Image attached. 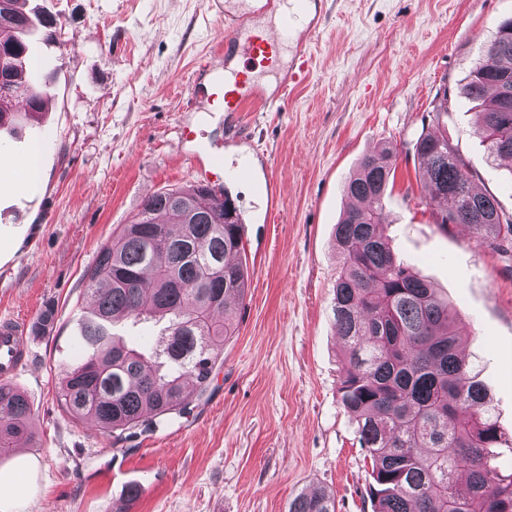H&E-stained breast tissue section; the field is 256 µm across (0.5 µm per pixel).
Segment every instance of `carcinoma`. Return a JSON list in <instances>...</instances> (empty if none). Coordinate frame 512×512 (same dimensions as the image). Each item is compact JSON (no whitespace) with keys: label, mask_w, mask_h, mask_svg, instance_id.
Masks as SVG:
<instances>
[{"label":"carcinoma","mask_w":512,"mask_h":512,"mask_svg":"<svg viewBox=\"0 0 512 512\" xmlns=\"http://www.w3.org/2000/svg\"><path fill=\"white\" fill-rule=\"evenodd\" d=\"M26 0H0V128L32 120L48 104L52 79L33 80L27 26L52 37L56 18L23 12ZM465 94L479 113L489 156L512 161V19L477 62ZM414 150L425 170L435 223L466 226L475 241L509 255L512 214L472 184L473 171L448 137L423 132ZM396 149L385 143L362 157L344 184L351 205L336 224L341 267L334 285V327L346 350L339 400L357 424L369 459L372 512H512V473L495 465L512 448L488 391L462 355L453 305L399 258L383 235V201ZM243 219L229 194L213 198L192 185L147 197L134 222L101 246L87 268L91 315L79 323L83 353L60 379L59 401L121 441L183 416L208 389L217 350L234 331L247 288ZM47 304L31 332H49ZM165 321L144 352L115 331L130 320ZM26 396L0 382V457L33 442ZM288 512H336L325 492H301Z\"/></svg>","instance_id":"1"}]
</instances>
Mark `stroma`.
Instances as JSON below:
<instances>
[{"label": "stroma", "mask_w": 512, "mask_h": 512, "mask_svg": "<svg viewBox=\"0 0 512 512\" xmlns=\"http://www.w3.org/2000/svg\"><path fill=\"white\" fill-rule=\"evenodd\" d=\"M28 3L58 22L55 40L36 45L54 84L22 136L0 130V152L37 171L18 184L0 168V318L30 324L49 303L55 316L11 379L35 433L0 459V473L23 483L16 512H110L132 483L128 512H287L314 489L335 497L336 512H372L370 467L338 401L344 351L332 305L343 186L385 142L397 157L384 234L456 305L464 353L512 433V261L465 227L436 224L414 152L422 132L447 133L475 168V188L512 212V165L487 159L462 92L512 0H321L305 78L282 111L238 114L188 96L222 39L207 0ZM213 152L244 221L248 282L235 330L188 415L118 443L69 419L57 397L81 356L83 273L149 194L196 184ZM242 164L251 181L232 177Z\"/></svg>", "instance_id": "obj_1"}]
</instances>
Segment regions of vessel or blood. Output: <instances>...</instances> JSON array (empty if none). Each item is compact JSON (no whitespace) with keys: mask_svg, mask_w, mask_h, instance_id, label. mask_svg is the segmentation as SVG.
Masks as SVG:
<instances>
[{"mask_svg":"<svg viewBox=\"0 0 512 512\" xmlns=\"http://www.w3.org/2000/svg\"><path fill=\"white\" fill-rule=\"evenodd\" d=\"M241 12L224 13V55L219 65L226 76L228 90L223 96L224 109L242 111L246 104H255L268 111L283 108L289 90L302 79V68L284 69L279 65V50L292 45L296 60H304L307 43L320 28L319 16L311 12L310 0H247ZM278 15L280 24L267 32L256 31L255 19ZM257 60L275 72L277 85L267 89L260 75L237 69L240 59ZM198 182L221 193L224 186V158L214 153L208 169L199 171ZM28 353L25 327L18 321H0V379L16 374Z\"/></svg>","mask_w":512,"mask_h":512,"instance_id":"obj_1","label":"vessel or blood"}]
</instances>
